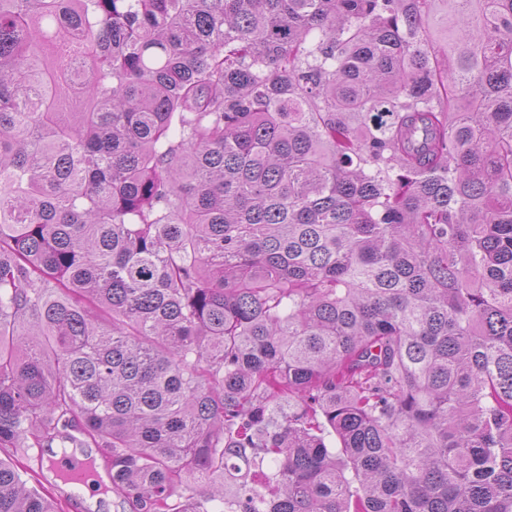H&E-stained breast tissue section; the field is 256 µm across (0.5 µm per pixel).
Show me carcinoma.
I'll use <instances>...</instances> for the list:
<instances>
[{
    "mask_svg": "<svg viewBox=\"0 0 512 512\" xmlns=\"http://www.w3.org/2000/svg\"><path fill=\"white\" fill-rule=\"evenodd\" d=\"M60 433L138 512H512V0H0V449Z\"/></svg>",
    "mask_w": 512,
    "mask_h": 512,
    "instance_id": "carcinoma-1",
    "label": "carcinoma"
}]
</instances>
